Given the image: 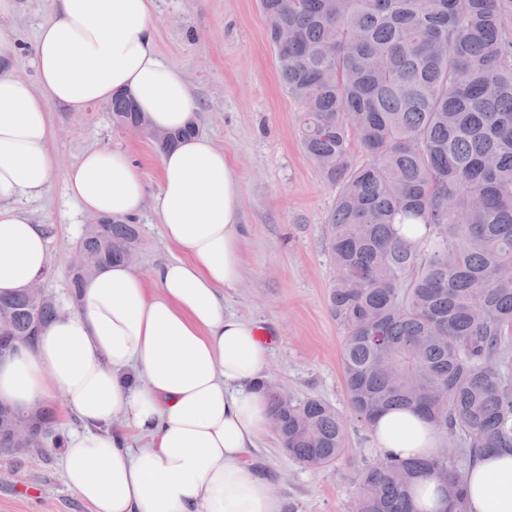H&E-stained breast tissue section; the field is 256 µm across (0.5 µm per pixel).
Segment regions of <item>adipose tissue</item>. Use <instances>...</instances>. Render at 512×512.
<instances>
[{
    "label": "adipose tissue",
    "mask_w": 512,
    "mask_h": 512,
    "mask_svg": "<svg viewBox=\"0 0 512 512\" xmlns=\"http://www.w3.org/2000/svg\"><path fill=\"white\" fill-rule=\"evenodd\" d=\"M32 49L36 83L14 75L18 44L0 34V295L50 268L43 225L14 204L43 196L56 168L51 105L75 110L131 93L151 127L177 132L198 110L180 70L156 48L154 0H56ZM87 212L130 221L152 205L176 254L151 281L102 267L34 346L0 364V401L63 399L76 420L63 448L67 484L93 512H282L243 456L272 428L261 380L269 349L256 323L224 310L242 275L238 187L231 160L194 134L161 152L155 194L121 149L86 152L66 174ZM385 457L433 456L420 413L372 424ZM469 512H512V451L482 454L466 477Z\"/></svg>",
    "instance_id": "obj_1"
}]
</instances>
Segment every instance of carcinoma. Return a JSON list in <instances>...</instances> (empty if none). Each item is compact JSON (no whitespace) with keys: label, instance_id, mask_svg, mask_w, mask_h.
<instances>
[{"label":"carcinoma","instance_id":"obj_1","mask_svg":"<svg viewBox=\"0 0 512 512\" xmlns=\"http://www.w3.org/2000/svg\"><path fill=\"white\" fill-rule=\"evenodd\" d=\"M277 77L302 107L300 140L338 188L326 248L343 273L328 310L343 327L350 409L367 422L421 411L455 455H383L358 475L353 512H415L411 483L448 485V512H469L465 474L484 448H512V0H259ZM112 121L147 124L132 97ZM195 132H150L164 151ZM357 138L365 161L350 160ZM140 227L92 224L79 239L72 297L99 268L138 249ZM58 315L46 292L0 296V333L34 345ZM289 457L319 470L341 457L339 413L317 397L267 390ZM34 450L0 432L16 466L61 444L45 407Z\"/></svg>","mask_w":512,"mask_h":512}]
</instances>
